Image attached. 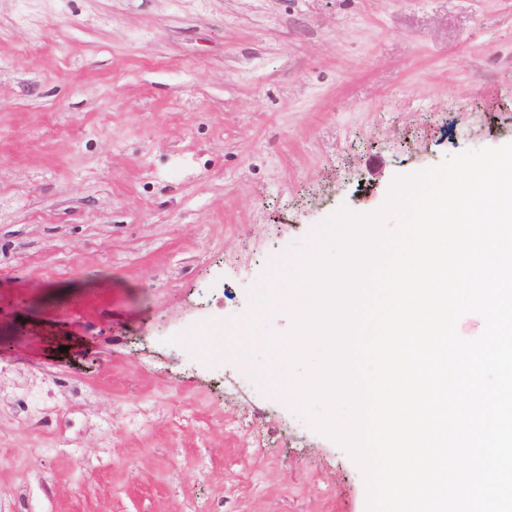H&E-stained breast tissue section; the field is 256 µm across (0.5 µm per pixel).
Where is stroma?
<instances>
[{
  "label": "stroma",
  "mask_w": 512,
  "mask_h": 512,
  "mask_svg": "<svg viewBox=\"0 0 512 512\" xmlns=\"http://www.w3.org/2000/svg\"><path fill=\"white\" fill-rule=\"evenodd\" d=\"M507 143L512 0H0V512H367L249 293Z\"/></svg>",
  "instance_id": "stroma-1"
}]
</instances>
